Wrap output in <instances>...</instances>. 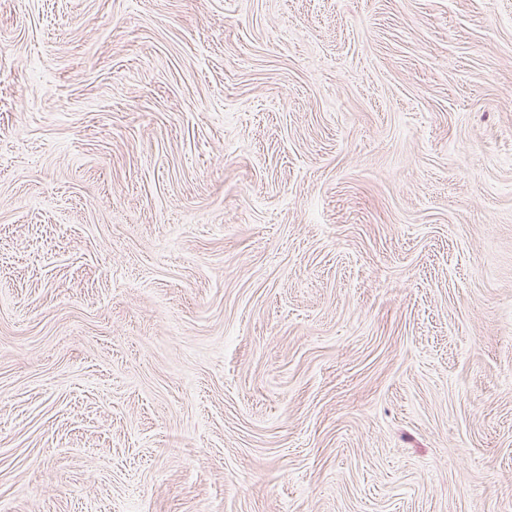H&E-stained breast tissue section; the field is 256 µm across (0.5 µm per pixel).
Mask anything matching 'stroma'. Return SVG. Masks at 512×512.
I'll list each match as a JSON object with an SVG mask.
<instances>
[{"label": "stroma", "instance_id": "stroma-1", "mask_svg": "<svg viewBox=\"0 0 512 512\" xmlns=\"http://www.w3.org/2000/svg\"><path fill=\"white\" fill-rule=\"evenodd\" d=\"M0 512H512V0H0Z\"/></svg>", "mask_w": 512, "mask_h": 512}]
</instances>
